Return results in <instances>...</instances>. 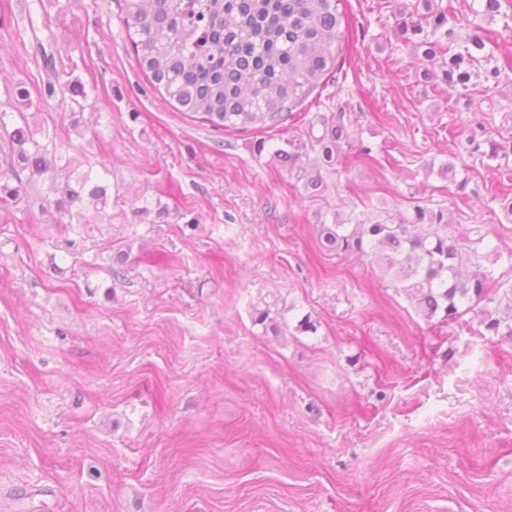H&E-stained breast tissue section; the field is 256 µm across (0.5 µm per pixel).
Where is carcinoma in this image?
<instances>
[{"label": "carcinoma", "mask_w": 512, "mask_h": 512, "mask_svg": "<svg viewBox=\"0 0 512 512\" xmlns=\"http://www.w3.org/2000/svg\"><path fill=\"white\" fill-rule=\"evenodd\" d=\"M123 24L140 68L164 100L196 114L216 130H283L297 110L336 67L342 0H118ZM512 0H478L474 15L458 17L437 0H415L400 9L402 41L422 50L452 93L476 89L474 68L494 59L491 37L481 24ZM466 30L461 36L456 29ZM75 109L70 126L81 138L97 132L81 125L85 87L66 86ZM20 108L0 112V206L55 197L61 224H110L106 166L63 149L56 136L37 130L26 109L30 92L16 88ZM345 112L309 122L308 141L284 140L274 151L281 164L313 169L343 164L357 153ZM319 132H314L315 125ZM471 154L496 160L512 155V137L478 124L465 138ZM321 246L328 252L370 260L391 276L428 319L459 321L474 312L483 336L512 341V290L494 287L469 268L502 253L480 251L452 232L443 212L415 205L398 224L360 220L325 224Z\"/></svg>", "instance_id": "obj_1"}]
</instances>
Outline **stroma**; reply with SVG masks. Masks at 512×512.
I'll use <instances>...</instances> for the list:
<instances>
[{"mask_svg":"<svg viewBox=\"0 0 512 512\" xmlns=\"http://www.w3.org/2000/svg\"><path fill=\"white\" fill-rule=\"evenodd\" d=\"M402 2L343 0L340 68L302 109H344L377 162L322 169L311 198L276 132L163 103L117 0H0V110L26 87L38 127L109 160L112 186L108 225L0 210V512H512V342L426 319L318 240L421 204L512 251V164L456 150L476 118L512 127V23H484L490 92L452 96L393 47ZM72 81L94 139L46 93Z\"/></svg>","mask_w":512,"mask_h":512,"instance_id":"obj_1","label":"stroma"}]
</instances>
